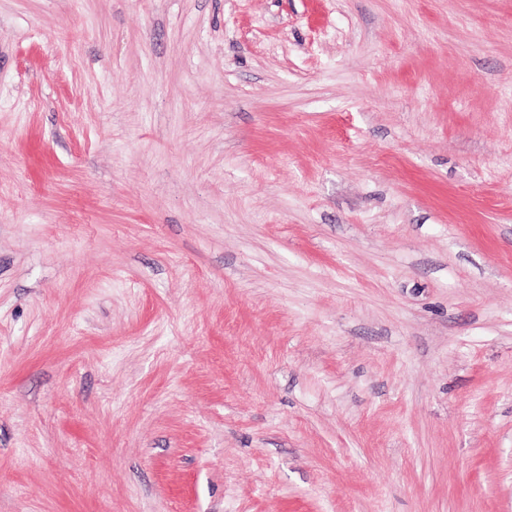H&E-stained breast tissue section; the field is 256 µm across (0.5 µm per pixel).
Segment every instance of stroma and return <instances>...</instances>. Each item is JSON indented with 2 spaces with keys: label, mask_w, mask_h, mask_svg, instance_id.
Masks as SVG:
<instances>
[{
  "label": "stroma",
  "mask_w": 512,
  "mask_h": 512,
  "mask_svg": "<svg viewBox=\"0 0 512 512\" xmlns=\"http://www.w3.org/2000/svg\"><path fill=\"white\" fill-rule=\"evenodd\" d=\"M0 512H512V0H0Z\"/></svg>",
  "instance_id": "1"
}]
</instances>
